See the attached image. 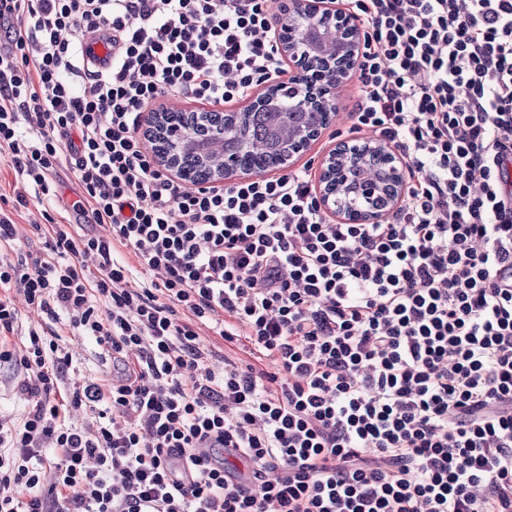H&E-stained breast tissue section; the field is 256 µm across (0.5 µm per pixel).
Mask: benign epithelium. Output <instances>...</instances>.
I'll use <instances>...</instances> for the list:
<instances>
[{
	"label": "benign epithelium",
	"mask_w": 512,
	"mask_h": 512,
	"mask_svg": "<svg viewBox=\"0 0 512 512\" xmlns=\"http://www.w3.org/2000/svg\"><path fill=\"white\" fill-rule=\"evenodd\" d=\"M331 23L330 32L335 43V56L320 72V95H310L299 88L307 81V60L325 57L322 47L325 38L321 23ZM282 57L288 61L292 75L288 84H272L252 94L250 104L263 106L270 113L278 112L280 99L293 96L295 103L308 111L317 104H328L334 99L336 86L354 69L362 51L364 34L355 18L336 6V0H292L288 10V36L278 32ZM230 133L236 136V149L224 148V131L211 133L207 146L199 145L192 128H175L167 123L165 111L158 108L148 114L147 128L153 134L170 142L166 154L158 157L159 165L178 180L188 181L181 158L185 151L194 149L201 162L210 170L208 183H226L253 173L243 167L238 155L250 150L246 128L252 113L245 110L224 113ZM321 131L305 126L288 128L277 141L279 166H287L294 157L306 152ZM379 157L383 164L371 168L362 183H349L347 166L351 158ZM407 169L402 156L381 138L357 142L344 141L323 157L318 174L317 195L321 208L334 219L344 223L377 224L395 211L408 192Z\"/></svg>",
	"instance_id": "benign-epithelium-1"
}]
</instances>
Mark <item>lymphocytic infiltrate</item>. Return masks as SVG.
Returning a JSON list of instances; mask_svg holds the SVG:
<instances>
[{
    "label": "lymphocytic infiltrate",
    "mask_w": 512,
    "mask_h": 512,
    "mask_svg": "<svg viewBox=\"0 0 512 512\" xmlns=\"http://www.w3.org/2000/svg\"><path fill=\"white\" fill-rule=\"evenodd\" d=\"M345 2L352 129L411 180L378 224L328 219L304 169L186 187L145 147L150 103L286 74L288 0H0V157L38 195L68 170L105 228L0 213L27 405L0 512H512V0ZM79 29L111 31L110 73ZM19 298L46 317L21 338ZM66 331L104 379L66 384Z\"/></svg>",
    "instance_id": "lymphocytic-infiltrate-1"
}]
</instances>
